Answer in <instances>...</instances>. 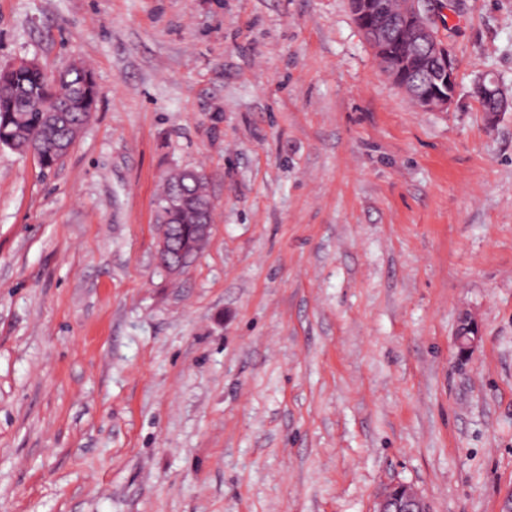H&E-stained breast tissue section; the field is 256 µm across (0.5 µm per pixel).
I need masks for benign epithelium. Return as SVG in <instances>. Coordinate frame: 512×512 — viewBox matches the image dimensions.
Masks as SVG:
<instances>
[{
    "mask_svg": "<svg viewBox=\"0 0 512 512\" xmlns=\"http://www.w3.org/2000/svg\"><path fill=\"white\" fill-rule=\"evenodd\" d=\"M350 3L356 24L373 53L379 59L388 60L385 74L410 102L421 111H448L455 98L457 65L450 48L434 32L428 0H402L397 17L390 15L382 0H350ZM476 95L484 100L483 112L491 123L512 104L501 90L490 93L481 84L476 86ZM172 251V239L161 236L159 261L176 273L188 264L190 253L182 249L180 265L173 268L168 263ZM478 340V327L472 320L457 332L456 342L463 353L470 352ZM375 512L430 510L414 488L397 483L382 494Z\"/></svg>",
    "mask_w": 512,
    "mask_h": 512,
    "instance_id": "1",
    "label": "benign epithelium"
}]
</instances>
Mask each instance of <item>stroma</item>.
<instances>
[{
  "label": "stroma",
  "mask_w": 512,
  "mask_h": 512,
  "mask_svg": "<svg viewBox=\"0 0 512 512\" xmlns=\"http://www.w3.org/2000/svg\"><path fill=\"white\" fill-rule=\"evenodd\" d=\"M445 112L349 0H0V65L88 63L62 164L0 147V512H431L512 495V0H431ZM205 170L207 245L156 258ZM480 340L460 353L463 316ZM476 95L484 99V108L483 112L486 113L489 122L493 123L496 118L504 112L509 105H511V101L509 102L506 95L498 88L494 92L490 93L485 90V87L479 83L476 86ZM209 195V193H208ZM168 200H173V207H169ZM207 201V197L200 185L193 183L188 175H183L178 181L176 176L165 178L163 192L158 202V224H168V232L179 230L187 237V245L196 252L204 246L207 238H197L194 235V224L198 237H207L212 223L213 200L209 195V202L203 209L198 224L200 210ZM375 512H430L428 504L410 485L390 486L378 501Z\"/></svg>",
  "instance_id": "obj_1"
}]
</instances>
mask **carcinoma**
Segmentation results:
<instances>
[{"label": "carcinoma", "instance_id": "1", "mask_svg": "<svg viewBox=\"0 0 512 512\" xmlns=\"http://www.w3.org/2000/svg\"><path fill=\"white\" fill-rule=\"evenodd\" d=\"M38 73L22 70L3 78L0 84V146L19 153L39 154L40 165L52 168L67 146L77 140L96 110L98 85L92 70L81 62L72 63L64 74L40 86ZM44 93L64 109L62 116L36 112L25 106L11 108L8 98H24ZM207 197L200 185L184 175L165 179L158 202L157 223L179 230L187 245L200 251L206 239L194 235L200 210Z\"/></svg>", "mask_w": 512, "mask_h": 512}]
</instances>
